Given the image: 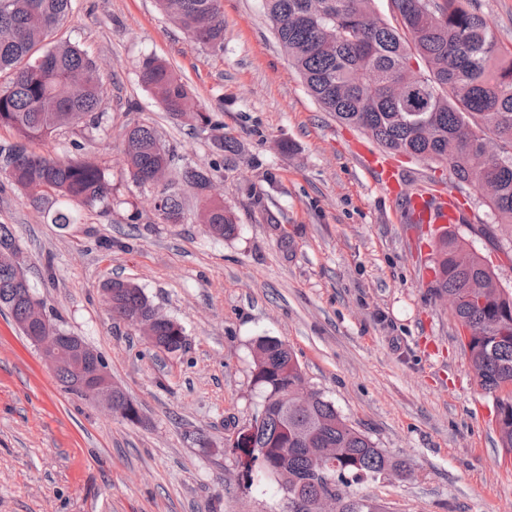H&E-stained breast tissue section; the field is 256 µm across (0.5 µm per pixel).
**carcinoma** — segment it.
<instances>
[{"label":"carcinoma","mask_w":512,"mask_h":512,"mask_svg":"<svg viewBox=\"0 0 512 512\" xmlns=\"http://www.w3.org/2000/svg\"><path fill=\"white\" fill-rule=\"evenodd\" d=\"M221 0H157L194 44L222 48ZM374 0H262L279 45L303 82L337 121L363 131L390 153L447 163L460 184L481 181L498 186L487 201L498 221L512 224V50L503 47L477 0H390L382 17ZM71 0H0V72L10 73L0 86V125L12 128L16 141L0 144V172L16 189L40 201L64 200L51 223L62 228L78 221L79 209L107 207L112 184L106 168L81 159H54L30 150L27 143L57 130L88 121L96 126L105 112L99 65L75 46L48 39L68 15ZM413 70L415 84L427 88V100L416 111L388 93V86ZM139 79L161 108L174 118L194 121L211 133L213 146L234 153L237 141L224 127L193 105L192 94L164 62H143ZM500 143L499 158L481 160L485 137ZM126 162L133 180L152 183L166 166L175 180L198 193L212 180L206 167L181 162L166 148L154 127L141 124L125 133ZM155 210L167 224H179L184 208L176 192L164 191ZM207 231L230 238L237 233L233 213L220 200L208 201L200 215ZM429 269L434 295L460 294L468 282L487 279L494 271L477 254L468 267L457 263L463 238L448 227L438 236ZM26 259L12 229L0 224V307L24 328L26 302L18 277ZM111 313L150 312L153 303L137 284L109 280ZM454 315L470 340V366L481 389L495 393L512 385V289L482 305L462 304ZM152 341L168 353L185 346L183 326L172 320L154 324ZM254 348L264 359L254 362L253 384L262 404L252 421L225 443L240 459L248 481L254 476L281 478L288 472V512H305L332 481L338 512H386L369 497L350 493L351 483L374 479L388 470H405L407 460L391 457L352 426L321 394L306 406L285 398L302 376L293 351L275 337L260 336ZM502 416L500 448H512V397L496 398ZM336 449L328 466L310 456L303 439Z\"/></svg>","instance_id":"carcinoma-1"}]
</instances>
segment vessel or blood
<instances>
[{
    "label": "vessel or blood",
    "instance_id": "obj_1",
    "mask_svg": "<svg viewBox=\"0 0 512 512\" xmlns=\"http://www.w3.org/2000/svg\"><path fill=\"white\" fill-rule=\"evenodd\" d=\"M357 156L362 165L377 175L381 188L391 197L400 199L406 220L417 224H453L460 221L461 213L451 196L411 190L390 159L367 146H358Z\"/></svg>",
    "mask_w": 512,
    "mask_h": 512
}]
</instances>
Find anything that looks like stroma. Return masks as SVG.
I'll return each mask as SVG.
<instances>
[{
	"label": "stroma",
	"instance_id": "obj_1",
	"mask_svg": "<svg viewBox=\"0 0 512 512\" xmlns=\"http://www.w3.org/2000/svg\"><path fill=\"white\" fill-rule=\"evenodd\" d=\"M224 47L189 41L155 0H72L54 38L100 66L109 106L99 129L62 128L34 151L101 163L107 208L52 224L0 176V224L26 256L27 277L65 329L99 352L142 420L108 415L68 393L0 308V512H288L275 479L249 485L224 442L251 422L260 336L294 352L307 384L388 455L404 479L352 485L387 512H512V460L492 426L453 312L429 291L428 224L400 205L351 151L364 133L324 112L280 49L261 0H221ZM166 61L238 155L164 112L139 80L146 58ZM154 126L184 162L213 167L234 237L199 222L204 196L183 188L185 218L159 219V187L133 182L128 125ZM289 152H282L281 142ZM408 185L463 200L458 231L512 287V224H498L448 165L398 158ZM275 214L277 223L266 221ZM113 278L142 287L185 329L175 354L114 321L101 293Z\"/></svg>",
	"mask_w": 512,
	"mask_h": 512
}]
</instances>
